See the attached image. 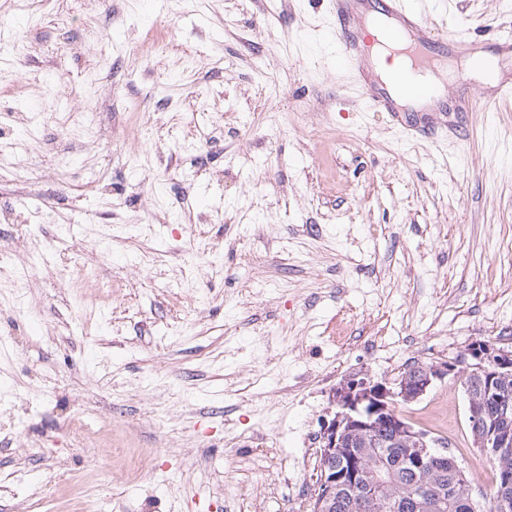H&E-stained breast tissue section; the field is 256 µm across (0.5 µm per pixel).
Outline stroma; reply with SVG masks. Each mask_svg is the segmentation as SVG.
I'll return each instance as SVG.
<instances>
[{
  "instance_id": "1",
  "label": "stroma",
  "mask_w": 512,
  "mask_h": 512,
  "mask_svg": "<svg viewBox=\"0 0 512 512\" xmlns=\"http://www.w3.org/2000/svg\"><path fill=\"white\" fill-rule=\"evenodd\" d=\"M446 2L485 49L512 33V0ZM329 14L0 0V512H308L336 386L512 350V109L407 143ZM448 396L491 512L460 380L399 411Z\"/></svg>"
}]
</instances>
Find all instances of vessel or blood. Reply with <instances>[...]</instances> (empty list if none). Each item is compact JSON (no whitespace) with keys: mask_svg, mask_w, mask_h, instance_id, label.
Wrapping results in <instances>:
<instances>
[{"mask_svg":"<svg viewBox=\"0 0 512 512\" xmlns=\"http://www.w3.org/2000/svg\"><path fill=\"white\" fill-rule=\"evenodd\" d=\"M331 2L337 61L363 90L368 109L386 114L406 139L455 135V114L494 112L512 103L511 77L484 93L462 72L446 98L436 100V82L446 76L447 59L475 58L482 51L460 25H437L409 0Z\"/></svg>","mask_w":512,"mask_h":512,"instance_id":"obj_1","label":"vessel or blood"}]
</instances>
